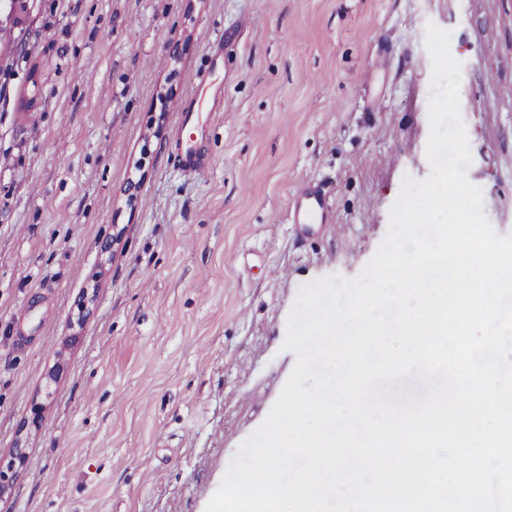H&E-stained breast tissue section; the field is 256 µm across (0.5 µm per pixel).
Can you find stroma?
<instances>
[{"mask_svg": "<svg viewBox=\"0 0 512 512\" xmlns=\"http://www.w3.org/2000/svg\"><path fill=\"white\" fill-rule=\"evenodd\" d=\"M430 22L512 234V0H0V512H205L292 372L301 288L358 276L431 173ZM316 189L327 223H293ZM177 150L179 161L187 172L197 173L204 168L205 162L198 154L193 134L186 139H181V142L177 145Z\"/></svg>", "mask_w": 512, "mask_h": 512, "instance_id": "1", "label": "stroma"}]
</instances>
